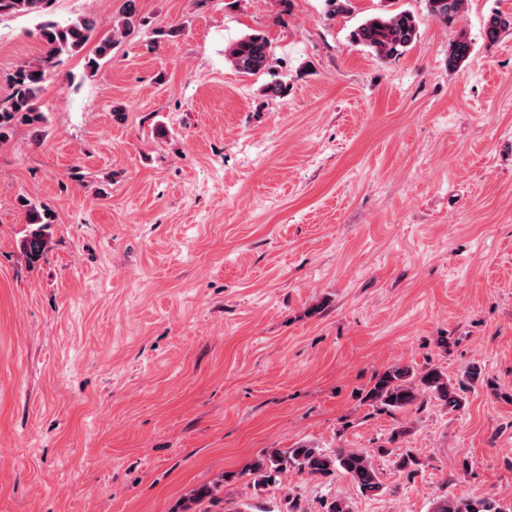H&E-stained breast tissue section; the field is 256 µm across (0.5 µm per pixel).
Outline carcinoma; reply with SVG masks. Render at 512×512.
Returning a JSON list of instances; mask_svg holds the SVG:
<instances>
[{
  "label": "carcinoma",
  "instance_id": "1",
  "mask_svg": "<svg viewBox=\"0 0 512 512\" xmlns=\"http://www.w3.org/2000/svg\"><path fill=\"white\" fill-rule=\"evenodd\" d=\"M53 0H0V16L24 14L42 17ZM431 15L446 23L460 16L467 0H427ZM102 20L95 15H85L66 26L53 21L40 23L38 33L46 48L45 61L56 60L63 55L72 56L83 52L87 43L95 37ZM141 26L134 0H127V8L121 21V34L126 35ZM512 28V18L494 12L484 25V35L490 41L497 40L501 33ZM417 37V24L407 12L373 16L361 23L351 34L353 42L372 49L382 59L404 53ZM116 42L102 39L94 54L85 58V66L95 73L112 53ZM471 53V42L460 35L448 47V67L456 68L467 60ZM225 56L232 66L244 76H253L269 70L270 46L261 33L248 34L225 49ZM46 69L43 65L20 67L12 77L13 92L0 104V140L17 124H33L44 119L41 110V94ZM27 229L21 240V250L30 263L44 258L48 244V229L52 220L32 203L25 208ZM479 378L478 369L465 370L463 378L454 382L442 370L430 367L417 370L412 365H392L378 374L368 390L367 400L375 407L393 411L419 408L435 400L440 405L456 410L463 406V394ZM293 467L312 475H322L338 468L365 494H376L382 490L380 473L370 455L360 450H338L331 454L309 444L282 451L275 448L263 459L250 466L252 480L249 487L256 490L267 484L273 475ZM221 481L202 485L191 490L187 497L188 508L200 507L198 512H213L211 507L219 503L215 492ZM433 512H512V504L504 505L491 498L446 497L440 500Z\"/></svg>",
  "mask_w": 512,
  "mask_h": 512
}]
</instances>
